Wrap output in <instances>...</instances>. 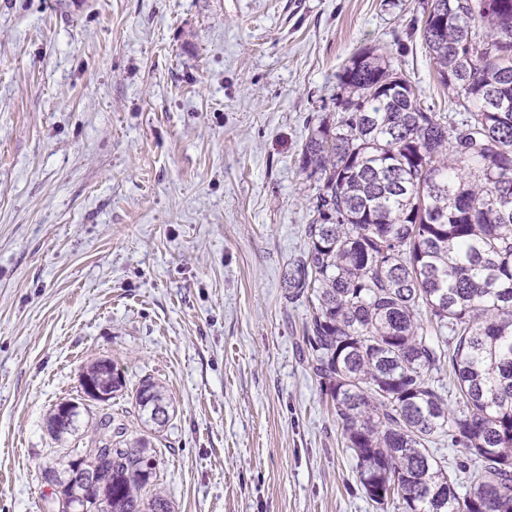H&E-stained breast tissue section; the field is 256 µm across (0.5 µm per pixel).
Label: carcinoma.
<instances>
[{
  "label": "carcinoma",
  "instance_id": "obj_1",
  "mask_svg": "<svg viewBox=\"0 0 512 512\" xmlns=\"http://www.w3.org/2000/svg\"><path fill=\"white\" fill-rule=\"evenodd\" d=\"M421 36L440 83L459 99L450 118L425 110L382 50L343 68L335 121L311 129L300 167L315 182L307 249L288 288L309 302L303 341L330 397L366 496L402 512H512V0H432ZM88 367L81 388L108 376ZM454 373L456 405L438 384ZM74 416L52 413L57 440ZM144 425L170 407L151 379L133 393ZM79 460L104 506L87 512H172L151 490L155 458L109 412ZM450 436L465 449V491L432 451ZM112 440V461L105 459Z\"/></svg>",
  "mask_w": 512,
  "mask_h": 512
}]
</instances>
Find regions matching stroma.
Segmentation results:
<instances>
[{
	"instance_id": "35a3bbf8",
	"label": "stroma",
	"mask_w": 512,
	"mask_h": 512,
	"mask_svg": "<svg viewBox=\"0 0 512 512\" xmlns=\"http://www.w3.org/2000/svg\"><path fill=\"white\" fill-rule=\"evenodd\" d=\"M428 0H0V512H44L52 409L108 359L165 386L173 512H398L362 490L307 364L310 128L382 48L454 114Z\"/></svg>"
}]
</instances>
